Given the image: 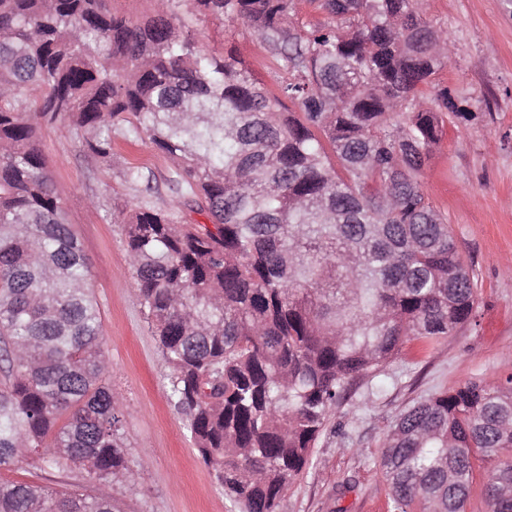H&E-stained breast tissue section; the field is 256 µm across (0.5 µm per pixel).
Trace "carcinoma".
I'll return each instance as SVG.
<instances>
[{"label":"carcinoma","instance_id":"obj_1","mask_svg":"<svg viewBox=\"0 0 512 512\" xmlns=\"http://www.w3.org/2000/svg\"><path fill=\"white\" fill-rule=\"evenodd\" d=\"M0 0V469L36 453L80 470L86 496L0 482V512H120L133 485L120 398L106 382L86 257L51 187L41 130L68 123L89 156L122 132L177 166L171 190L209 223L147 204L123 225L169 397L240 512H277L330 413L404 344L471 321L478 282L418 176L444 118L483 117L448 88V31L427 0H183L253 29L271 93L198 45L172 5ZM490 512H512V375L435 392L395 420L382 453L393 512H463L476 462Z\"/></svg>","mask_w":512,"mask_h":512}]
</instances>
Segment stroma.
I'll return each instance as SVG.
<instances>
[{
    "instance_id": "obj_1",
    "label": "stroma",
    "mask_w": 512,
    "mask_h": 512,
    "mask_svg": "<svg viewBox=\"0 0 512 512\" xmlns=\"http://www.w3.org/2000/svg\"><path fill=\"white\" fill-rule=\"evenodd\" d=\"M179 19L200 46L233 54L269 90L276 66L252 31L236 22L188 13ZM426 20L447 29L453 44L438 76L452 94L496 97L490 115L447 120L419 176L427 200L448 220L482 290L472 322L433 346L409 342L376 380L360 384L336 408L312 450V463L285 491L279 512H391L380 472L387 432L414 400L472 379L512 374V18L502 0H428ZM47 172L83 247L102 319L107 380L121 398L123 433L135 486L114 484L121 512H234L169 400V370L137 295L122 225L114 209L151 202L199 221L170 191L175 164L149 141L115 136L112 159L89 157L70 126L42 131ZM138 168L140 180L126 178ZM2 481L53 484L87 492L79 472L58 473L36 455L0 471Z\"/></svg>"
}]
</instances>
